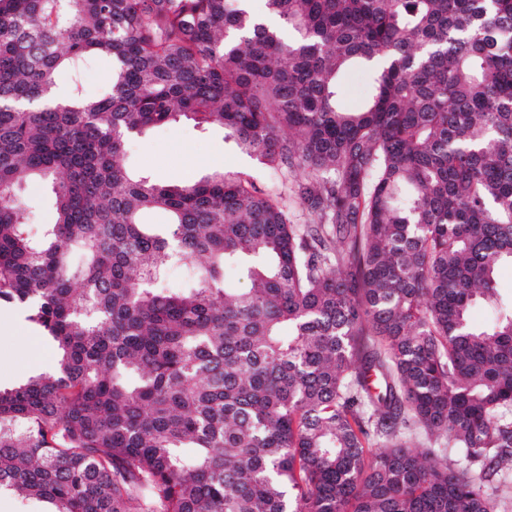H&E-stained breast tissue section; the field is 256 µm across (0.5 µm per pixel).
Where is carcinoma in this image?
<instances>
[{
    "label": "carcinoma",
    "instance_id": "carcinoma-1",
    "mask_svg": "<svg viewBox=\"0 0 512 512\" xmlns=\"http://www.w3.org/2000/svg\"><path fill=\"white\" fill-rule=\"evenodd\" d=\"M97 57L111 84L89 96ZM354 63L370 83L345 110ZM182 119L291 177L308 219L244 171L132 174L129 141ZM33 176L55 209L39 238ZM507 263L512 0H0V303L58 346L53 373L0 388V492L502 512ZM20 195L29 206L30 224L27 226L28 230L32 236H40L47 225L54 221L50 185L39 178H35L21 188Z\"/></svg>",
    "mask_w": 512,
    "mask_h": 512
}]
</instances>
